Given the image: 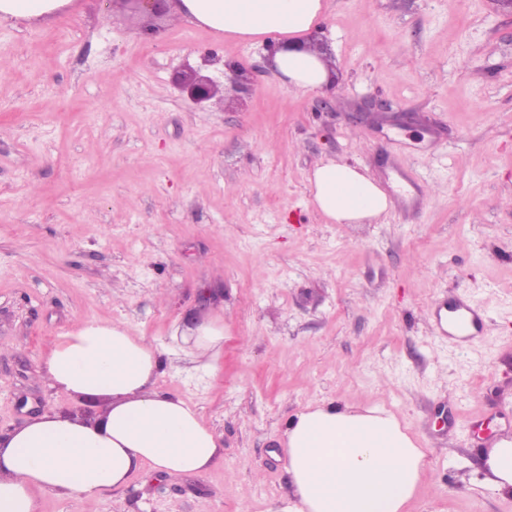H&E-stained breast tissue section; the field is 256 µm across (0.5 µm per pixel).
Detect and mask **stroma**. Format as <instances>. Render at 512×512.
<instances>
[{
    "instance_id": "obj_1",
    "label": "stroma",
    "mask_w": 512,
    "mask_h": 512,
    "mask_svg": "<svg viewBox=\"0 0 512 512\" xmlns=\"http://www.w3.org/2000/svg\"><path fill=\"white\" fill-rule=\"evenodd\" d=\"M72 0L0 24V431L101 400L51 388L44 361L83 321L172 347L174 325L224 327L212 366L181 356L156 384L220 436L208 471L146 466L98 497L38 512H274L290 492L287 422L336 402L394 414L425 452L406 512H512L481 458L512 439V13L493 0H325L312 38L333 81L293 93L260 43ZM252 91L192 104L187 69ZM382 118L352 116L367 101ZM412 112L411 125L399 122ZM420 195L377 223L310 203L320 162ZM209 288L218 298L202 301ZM466 294L484 336L433 334Z\"/></svg>"
}]
</instances>
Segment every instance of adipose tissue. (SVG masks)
<instances>
[{"label":"adipose tissue","mask_w":512,"mask_h":512,"mask_svg":"<svg viewBox=\"0 0 512 512\" xmlns=\"http://www.w3.org/2000/svg\"><path fill=\"white\" fill-rule=\"evenodd\" d=\"M70 0H0V23H33ZM180 20L227 37L262 42L288 88L325 89L320 51L307 40L323 0H180ZM311 204L336 224L373 222L387 213L386 192L357 167L328 160L309 178ZM174 341L211 361L224 329L176 327ZM171 350L133 335L122 322H82L58 336L45 361L50 387L94 396L93 419L52 413L0 433V512H37V493L95 497L124 486L143 466L167 475L201 473L224 454L221 440L184 400L156 379ZM294 498L277 512H404L425 471V453L391 413L332 404L304 407L284 432Z\"/></svg>","instance_id":"obj_1"}]
</instances>
